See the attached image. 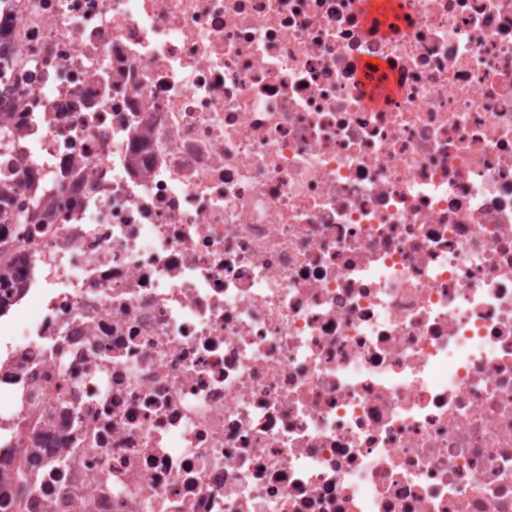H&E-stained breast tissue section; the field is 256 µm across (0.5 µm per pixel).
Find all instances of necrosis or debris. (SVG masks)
Listing matches in <instances>:
<instances>
[{"mask_svg": "<svg viewBox=\"0 0 512 512\" xmlns=\"http://www.w3.org/2000/svg\"><path fill=\"white\" fill-rule=\"evenodd\" d=\"M0 0V512H512V0ZM19 189V184L9 181H1L0 184V229L4 224H45L52 209L51 202H43L42 195H36L32 201L34 219L30 221L20 220L21 214H15L11 207V200ZM17 218V219H15Z\"/></svg>", "mask_w": 512, "mask_h": 512, "instance_id": "1", "label": "necrosis or debris"}]
</instances>
